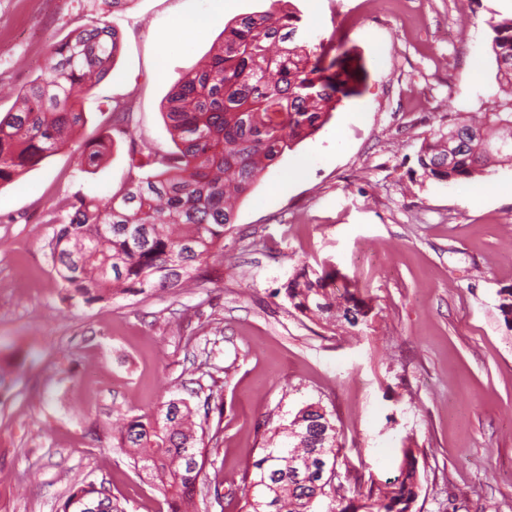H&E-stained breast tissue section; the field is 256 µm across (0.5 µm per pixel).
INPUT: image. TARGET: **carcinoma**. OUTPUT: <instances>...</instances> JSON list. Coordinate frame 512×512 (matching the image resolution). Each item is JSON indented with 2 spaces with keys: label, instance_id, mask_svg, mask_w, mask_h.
Returning <instances> with one entry per match:
<instances>
[{
  "label": "carcinoma",
  "instance_id": "1",
  "mask_svg": "<svg viewBox=\"0 0 512 512\" xmlns=\"http://www.w3.org/2000/svg\"><path fill=\"white\" fill-rule=\"evenodd\" d=\"M496 78L512 88V17L490 20ZM344 38L318 44L305 36L290 0H270L260 14L230 19L224 40L206 61L172 86L163 117L175 150H129L133 173L104 204L76 194L65 205L48 247L65 299L86 304L117 294L161 289L178 294L224 258V231L234 224L233 200L250 192L262 172L316 134L345 98L357 94L358 70L348 66ZM118 32L100 18L70 33L51 52L49 67L0 116V185L38 166L67 144L65 135L87 122L81 93L112 70ZM129 112L112 108V131L88 141L80 164L96 167L127 136ZM512 164V96L495 102L484 121L460 115L418 154L421 177L451 184ZM336 271L301 268L289 279L292 306L327 323L341 314L356 327L368 310ZM498 310L512 328V288L498 292ZM204 414L184 399L160 400L148 415L117 428L134 467L160 481L169 512H196L204 467ZM262 454L244 469L242 512H410L419 490L416 458L403 450L398 475L370 480L357 499L346 496L350 470L338 471L341 445L321 402L304 405L286 424L266 419ZM60 512H122L102 484L84 481Z\"/></svg>",
  "mask_w": 512,
  "mask_h": 512
}]
</instances>
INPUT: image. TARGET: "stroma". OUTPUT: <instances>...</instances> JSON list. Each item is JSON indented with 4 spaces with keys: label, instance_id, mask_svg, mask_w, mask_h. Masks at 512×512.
<instances>
[{
    "label": "stroma",
    "instance_id": "stroma-1",
    "mask_svg": "<svg viewBox=\"0 0 512 512\" xmlns=\"http://www.w3.org/2000/svg\"><path fill=\"white\" fill-rule=\"evenodd\" d=\"M359 0H292L314 40L349 29L365 78L330 122L270 166L240 200L217 273L181 294L64 301L47 244L75 193L107 198L130 177L128 150L166 152L172 85L220 43L225 23L267 0H133L108 15L122 40L109 76L82 95L87 124L40 165L0 186V512H58L85 480L125 512H167L118 448L119 415L159 399L210 405L199 512H240L256 425L304 404L332 415L361 485L418 462L411 512H512V166L444 184L417 154L460 114L501 98L490 19L512 0H424L402 23ZM99 14L97 0H0V110L50 52ZM200 19L189 43L176 25ZM130 111L129 139L96 167L76 147ZM336 268L372 308L325 324L283 293L301 267Z\"/></svg>",
    "mask_w": 512,
    "mask_h": 512
}]
</instances>
